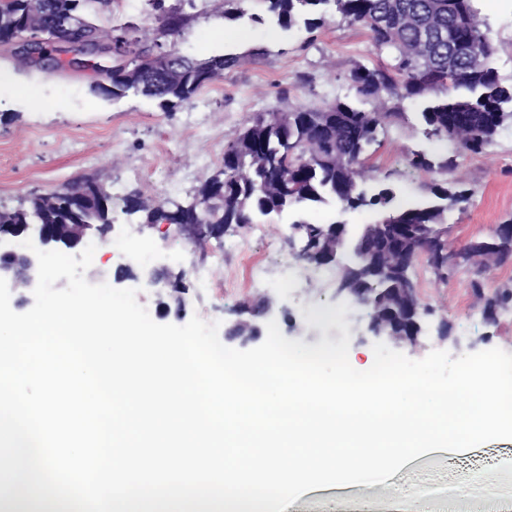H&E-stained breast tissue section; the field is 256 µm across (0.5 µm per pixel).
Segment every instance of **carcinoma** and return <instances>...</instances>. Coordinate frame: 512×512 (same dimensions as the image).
I'll return each instance as SVG.
<instances>
[{
  "instance_id": "obj_1",
  "label": "carcinoma",
  "mask_w": 512,
  "mask_h": 512,
  "mask_svg": "<svg viewBox=\"0 0 512 512\" xmlns=\"http://www.w3.org/2000/svg\"><path fill=\"white\" fill-rule=\"evenodd\" d=\"M159 24L128 41L112 27L99 26L88 14L110 0H46L41 35L51 41L75 32L70 22L82 20L84 29L103 38L115 35L112 77L109 84L92 89L118 98L132 90L158 102L165 111L192 103L205 88L224 80L243 56L235 53L208 58L189 57L176 79L158 71L153 58L157 47L179 54L176 38L191 19L185 8L195 0H145ZM267 11L283 27L303 20L312 32L327 18L340 16L363 30L378 62L354 64L349 79L359 98L370 103L362 109L338 99L321 105H301L277 117L261 112L232 142L224 146V164L218 167L222 182L200 185L195 190L200 204L173 206L162 212L142 206L134 196L123 199L124 211L143 224H233L239 228L293 207L314 210L330 199L344 207L368 212L355 241L361 258L341 270L348 288H398L399 268L425 246L448 238V213L469 201L472 192L453 186L442 176L457 168V158L478 154L491 145L505 123L512 121V83H506L495 67V48L488 33L469 27L471 17H481L475 0H265ZM25 0H0V40L22 23ZM431 18L437 34L430 42V59L416 55L422 37L419 21ZM486 56V67L469 69L467 52ZM389 99L417 100L427 136L451 142L454 154L433 157L414 152L408 165L437 175L429 190L433 199L420 203L398 200L395 189L379 181L377 169L367 161L370 150L381 146L380 136L400 113L386 106ZM52 209L35 199L16 208L0 207V222L43 224H106L112 212L96 197L93 183L80 181L57 189ZM462 251L480 262L488 256L501 263L512 258V240L493 238L469 241Z\"/></svg>"
}]
</instances>
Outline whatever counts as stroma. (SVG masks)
<instances>
[{"instance_id": "1", "label": "stroma", "mask_w": 512, "mask_h": 512, "mask_svg": "<svg viewBox=\"0 0 512 512\" xmlns=\"http://www.w3.org/2000/svg\"><path fill=\"white\" fill-rule=\"evenodd\" d=\"M489 34L497 46L495 65L505 81H512V0H478ZM246 12L238 31L216 36L223 23L210 0H199L197 15L182 31L177 47L187 56L204 58L233 52L243 63L225 74L223 81L204 89L193 103L166 112L157 101L135 93L112 100L96 96L95 74L78 67L52 72L21 68L13 55L0 50V68L12 81L0 84V206L15 208L33 193H45L84 178L99 179L112 194V219L120 229L113 239L118 249L103 258L102 271L87 269L93 284L114 274L117 262L136 269L168 268L185 272L187 316L228 328L234 309L260 296L287 306L297 322L293 339L314 345L322 338L336 341L338 328L308 325L303 313L314 307L335 306L336 281L322 269L297 261L288 246L290 216L276 223L251 225L210 241L204 254L165 235L164 227L141 228L138 217L126 216L123 200L132 193L164 203H188L203 178L224 159V146L236 139L254 113L288 110L301 104H322L356 98L348 73L355 63H370L371 47L364 32L333 19L314 32L303 26L285 30L267 22L264 0H243ZM93 22L154 27L155 19L142 0H112ZM266 54L251 57L253 47ZM403 118L391 124L372 162L380 178L394 184L403 199L428 195L431 175L412 170L406 157L415 150L452 153L448 143L424 134L419 102L402 103ZM458 177L474 194L463 208L448 216V239L454 246L488 234L492 225L512 218V123L506 124L493 145L479 154L459 158ZM266 266L265 288L252 287L249 267ZM295 267L302 284L280 282L282 266ZM208 268L212 287L197 282L200 268ZM418 292L432 312L423 320L416 346L405 348L418 360L431 350L458 357L500 348L512 353V305L499 310L495 322L483 315L485 298L512 289V260L497 266L474 288L473 267L457 268L439 280L431 268L418 264L413 271ZM447 338H439L440 324ZM512 461V440H493L470 453L448 459L435 454L415 462L407 474L408 512H512V481L482 480V473ZM387 494L361 489H319L303 496L294 512H388Z\"/></svg>"}]
</instances>
